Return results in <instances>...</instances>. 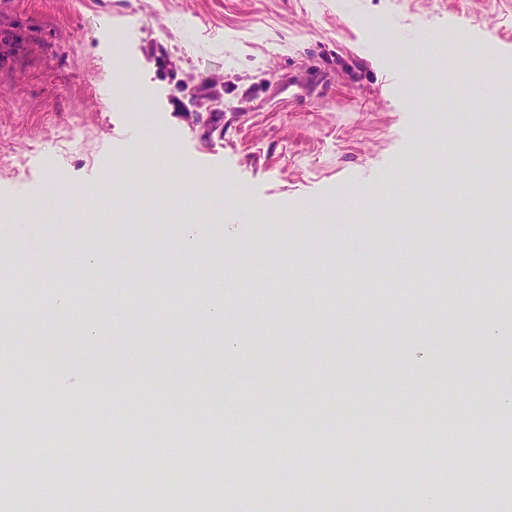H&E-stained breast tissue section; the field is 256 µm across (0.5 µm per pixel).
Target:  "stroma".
Listing matches in <instances>:
<instances>
[{
    "instance_id": "stroma-1",
    "label": "stroma",
    "mask_w": 512,
    "mask_h": 512,
    "mask_svg": "<svg viewBox=\"0 0 512 512\" xmlns=\"http://www.w3.org/2000/svg\"><path fill=\"white\" fill-rule=\"evenodd\" d=\"M0 19V241L48 240L27 268L23 319L0 293V432L9 435L0 499L18 512H512V477L480 460L512 448V311L502 277L468 279L512 256V218L415 211L451 184L474 135L512 137V0H12ZM431 34L424 62L413 46ZM496 71H487L486 60ZM498 99L484 98L483 82ZM218 93L220 130L185 111L192 88ZM151 117L133 119L130 93ZM74 126V149L59 139ZM205 196L195 223L188 178ZM85 214L53 210L56 186ZM54 211L23 224L21 205ZM499 247L479 249L488 227ZM142 247L170 275L211 257L230 281L167 311L128 307L88 329L76 284L135 293L127 251L108 266L68 259L89 239ZM197 242L190 250L188 242ZM454 268L443 288L416 270ZM388 289L367 300L361 275ZM238 318L225 320L222 308ZM501 377L484 382L479 365ZM263 401L270 428L241 405ZM462 414L445 428L449 401ZM120 408L112 462L132 484L106 489L95 466L72 470L42 449L75 416ZM263 435L257 452L245 436ZM472 444L476 456L449 459ZM40 466L28 472L27 458ZM220 479H212V472ZM208 474L209 494L186 476ZM288 486V494L277 489Z\"/></svg>"
}]
</instances>
